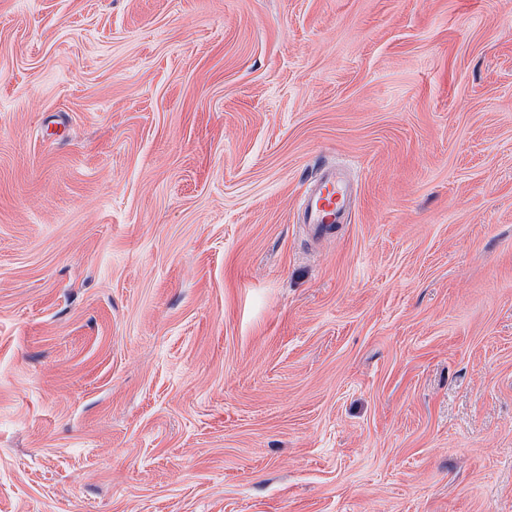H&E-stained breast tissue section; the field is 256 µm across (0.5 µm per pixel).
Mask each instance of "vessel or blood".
<instances>
[{
    "mask_svg": "<svg viewBox=\"0 0 512 512\" xmlns=\"http://www.w3.org/2000/svg\"><path fill=\"white\" fill-rule=\"evenodd\" d=\"M349 209L346 182L335 169L324 170L306 191L304 218L315 232L344 223Z\"/></svg>",
    "mask_w": 512,
    "mask_h": 512,
    "instance_id": "1",
    "label": "vessel or blood"
}]
</instances>
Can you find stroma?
I'll list each match as a JSON object with an SVG mask.
<instances>
[{"mask_svg": "<svg viewBox=\"0 0 512 512\" xmlns=\"http://www.w3.org/2000/svg\"><path fill=\"white\" fill-rule=\"evenodd\" d=\"M0 512H512V0H0ZM305 195L304 224L316 233L345 222L349 209L348 187L336 168L324 170Z\"/></svg>", "mask_w": 512, "mask_h": 512, "instance_id": "35a3bbf8", "label": "stroma"}]
</instances>
